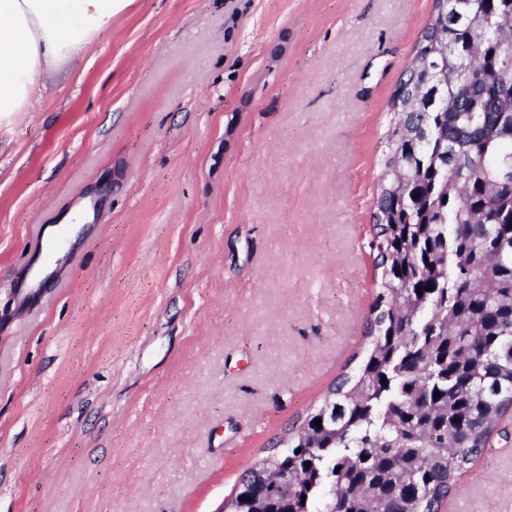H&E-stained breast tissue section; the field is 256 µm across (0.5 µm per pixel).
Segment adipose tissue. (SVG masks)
I'll return each instance as SVG.
<instances>
[{
	"mask_svg": "<svg viewBox=\"0 0 512 512\" xmlns=\"http://www.w3.org/2000/svg\"><path fill=\"white\" fill-rule=\"evenodd\" d=\"M131 0H0V122L30 111L51 83Z\"/></svg>",
	"mask_w": 512,
	"mask_h": 512,
	"instance_id": "ef3b65f1",
	"label": "adipose tissue"
}]
</instances>
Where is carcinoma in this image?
<instances>
[{
  "label": "carcinoma",
  "mask_w": 512,
  "mask_h": 512,
  "mask_svg": "<svg viewBox=\"0 0 512 512\" xmlns=\"http://www.w3.org/2000/svg\"><path fill=\"white\" fill-rule=\"evenodd\" d=\"M506 14L512 0H433L388 102L362 357L240 480L229 512L257 498L265 512H435L502 434L512 408Z\"/></svg>",
  "instance_id": "obj_1"
}]
</instances>
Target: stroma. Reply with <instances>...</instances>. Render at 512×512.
Returning a JSON list of instances; mask_svg holds the SVG:
<instances>
[{
	"instance_id": "obj_1",
	"label": "stroma",
	"mask_w": 512,
	"mask_h": 512,
	"mask_svg": "<svg viewBox=\"0 0 512 512\" xmlns=\"http://www.w3.org/2000/svg\"><path fill=\"white\" fill-rule=\"evenodd\" d=\"M432 0H132L0 125V512H219L359 352ZM98 199L40 289L38 227ZM442 512H512V411Z\"/></svg>"
}]
</instances>
